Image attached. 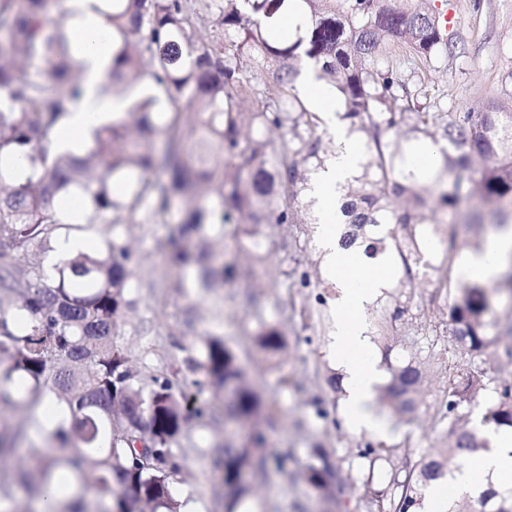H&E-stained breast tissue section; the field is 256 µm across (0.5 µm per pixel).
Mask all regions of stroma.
I'll return each instance as SVG.
<instances>
[{
	"instance_id": "obj_1",
	"label": "stroma",
	"mask_w": 512,
	"mask_h": 512,
	"mask_svg": "<svg viewBox=\"0 0 512 512\" xmlns=\"http://www.w3.org/2000/svg\"><path fill=\"white\" fill-rule=\"evenodd\" d=\"M449 2L453 28L466 40L468 54L462 60L439 59L424 81L439 96L441 111L464 112L496 95L501 74L512 69V0ZM471 210V203H462L452 223L441 225L432 244L423 249L428 262L447 263L449 241L487 237V229L470 224ZM115 232L130 240L137 258L128 279L136 307L125 317L117 344L143 375L167 374L192 405L217 412L209 423L191 422L175 447L182 472L172 494L192 505L194 512H325L326 503L301 475L317 447L325 448L340 469L334 512H369L365 479H372L375 489L391 492L395 474L442 447L445 426L435 410L444 398L448 374L475 366L470 357L454 353L448 334V305L459 279L444 288L417 265L412 277L396 274L379 300L366 308L367 333L372 336L381 305L399 300L402 333L393 350L378 348L380 365L386 370L412 360L425 375L415 421L390 418L384 443L395 452L372 465L360 455L370 436L343 427L341 398L326 383L336 372L327 347L335 330L338 287L316 244V225H309L304 234L295 226L267 228L268 259L259 269L248 238L225 235L224 255L237 261L240 277L206 291L179 287L178 272L162 266L160 254L168 234L164 225L116 231L102 224L95 237L101 240ZM292 237L298 238V249L284 250V242ZM264 324L277 325L285 336L286 355L275 367L255 343L254 335ZM212 337L221 338L235 353L263 401V416L241 427L237 436L261 432L268 452L283 457L282 463L270 465L267 476L251 477L249 493L235 501L225 496L221 474L212 465L220 447L233 438L224 426V403L203 370L190 372L183 364L190 356L203 359L205 343Z\"/></svg>"
}]
</instances>
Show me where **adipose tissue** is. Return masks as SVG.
Wrapping results in <instances>:
<instances>
[{
  "label": "adipose tissue",
  "mask_w": 512,
  "mask_h": 512,
  "mask_svg": "<svg viewBox=\"0 0 512 512\" xmlns=\"http://www.w3.org/2000/svg\"><path fill=\"white\" fill-rule=\"evenodd\" d=\"M66 7L83 96L56 128L54 140L59 151L78 156L93 127L111 120L113 112L123 109L125 103L101 92L103 72L112 60V43L101 16L88 8L86 0H66ZM336 144V155L315 186L323 217L318 242L341 288L336 304V332L329 351L341 377L346 428L357 434L382 437L390 429L376 406L384 372L366 334L364 311L381 287L389 285L392 265L386 257L371 260L363 252L346 251L338 245L340 227L335 218L341 187L353 174L362 147L357 137L341 125L336 128ZM511 253L512 228H505L489 235L481 250L470 252L458 264L456 273L467 282L491 283ZM484 436L487 450L477 457L464 458L448 470L445 481L426 488L422 512H448L449 497L471 494L489 482L504 490L512 487V430L492 429Z\"/></svg>",
  "instance_id": "ef3b65f1"
}]
</instances>
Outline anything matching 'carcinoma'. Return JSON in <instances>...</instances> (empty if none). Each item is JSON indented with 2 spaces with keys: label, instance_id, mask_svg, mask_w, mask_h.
<instances>
[{
  "label": "carcinoma",
  "instance_id": "carcinoma-1",
  "mask_svg": "<svg viewBox=\"0 0 512 512\" xmlns=\"http://www.w3.org/2000/svg\"><path fill=\"white\" fill-rule=\"evenodd\" d=\"M52 0H0V164L26 167L23 181L0 168V409L26 412L18 425L0 429V458L26 442L31 466L20 476L23 507L15 506L12 479L0 471V512H39L48 486L60 501L52 512H180L170 485L181 463L174 446L191 409L171 379H145L132 369L115 336L136 306L128 291L135 262L117 235L94 253H80L49 275L44 261L64 232L101 224H166V266L185 270L202 261L197 288L231 280L224 264V226L254 241L267 224H304L301 196L311 175L324 169L320 113L295 92L307 63L340 99L349 130L363 145L358 170L347 180L341 206V245L362 247L375 259L386 249L400 258L406 277L422 252L415 228L445 224L463 200L512 220V70L500 96L476 112H432L420 102L393 61L404 48L415 69L440 58L465 57L454 31H443L430 0L399 8V0H299L304 35L269 36L286 0H96L112 38V64L103 92H126V111L98 126L80 156L61 153L52 132L81 96L70 42L52 20ZM213 18L208 36L198 23ZM277 66L276 88L254 83V73ZM185 101L156 124L160 98ZM435 149L431 175L408 164L416 144ZM73 198L79 222L59 217ZM24 255L25 266L14 259ZM448 305L454 349L473 359L491 354L502 335L493 313L496 288L459 287ZM401 307L380 308L377 332L386 342L401 335ZM259 348L270 358L286 347L276 326L261 328ZM207 382L230 396L236 420L261 414V398L245 381L234 353L219 338L206 342ZM421 368H390L380 407L406 417L415 409ZM488 389L478 366L448 372L438 414L446 422L445 448L423 458L397 482L389 512H417L422 487L445 475L447 463L476 455L485 441L464 414ZM65 409L56 425L34 411L45 394ZM483 422L512 427V388L504 381ZM43 436L38 444L30 431ZM307 482L332 500L334 465L316 448ZM224 486L240 473L264 474L267 460L251 443L224 448ZM480 512H512V494L490 487L478 496ZM474 501H455L450 512H473Z\"/></svg>",
  "mask_w": 512,
  "mask_h": 512
}]
</instances>
